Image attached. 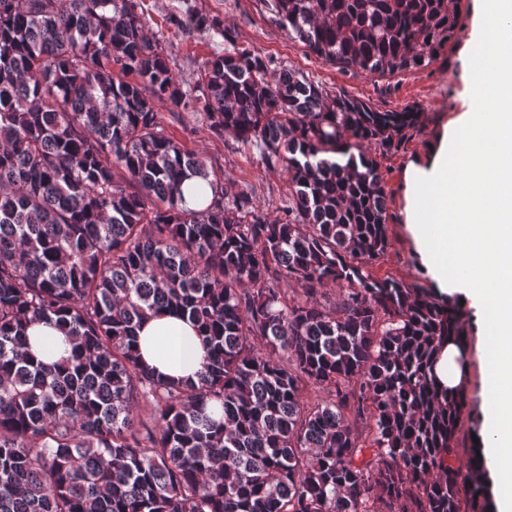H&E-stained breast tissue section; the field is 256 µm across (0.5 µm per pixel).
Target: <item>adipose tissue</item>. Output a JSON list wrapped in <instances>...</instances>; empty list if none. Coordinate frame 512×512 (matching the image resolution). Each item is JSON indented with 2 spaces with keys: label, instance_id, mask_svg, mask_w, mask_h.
<instances>
[{
  "label": "adipose tissue",
  "instance_id": "obj_1",
  "mask_svg": "<svg viewBox=\"0 0 512 512\" xmlns=\"http://www.w3.org/2000/svg\"><path fill=\"white\" fill-rule=\"evenodd\" d=\"M480 31L469 43L470 98L490 111L455 120L426 160L405 175L406 224L441 293L475 308L487 334L482 353L487 417L481 456L493 478L496 512H512V0H481ZM29 351L51 363L71 344L51 323L27 331ZM145 362L163 375L195 377L203 350L194 328L166 314L139 330Z\"/></svg>",
  "mask_w": 512,
  "mask_h": 512
}]
</instances>
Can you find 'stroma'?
Returning <instances> with one entry per match:
<instances>
[{"instance_id":"1","label":"stroma","mask_w":512,"mask_h":512,"mask_svg":"<svg viewBox=\"0 0 512 512\" xmlns=\"http://www.w3.org/2000/svg\"><path fill=\"white\" fill-rule=\"evenodd\" d=\"M462 25L448 46L428 66L380 76L360 69H343L310 54L299 41L273 24L260 0H144L148 30L165 44L170 64L184 88L193 87L199 64L221 47L210 32L183 25L187 8L218 17L230 28L238 43L248 46L277 65H285L328 93L346 94L382 111L411 105L421 109L419 124L409 131L398 152L378 155L389 207L386 253L372 262L373 276L435 289L424 272L420 254L406 227L404 177L407 165L425 159L447 124L470 111L466 86L470 79L467 46L474 33L476 0H461ZM170 134L187 148L202 152L210 171L226 182L247 190L259 202L276 209L288 202V175L284 169L267 168L257 149L223 143L211 137L204 126L179 117L169 102L157 105ZM469 323L466 351L465 391L471 407L481 406L482 331L475 310L463 306Z\"/></svg>"}]
</instances>
